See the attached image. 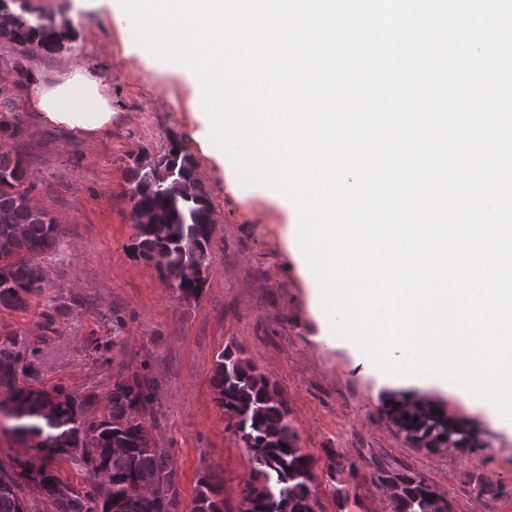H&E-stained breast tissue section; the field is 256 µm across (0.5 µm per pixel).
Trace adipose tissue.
<instances>
[{
	"label": "adipose tissue",
	"instance_id": "ef3b65f1",
	"mask_svg": "<svg viewBox=\"0 0 512 512\" xmlns=\"http://www.w3.org/2000/svg\"><path fill=\"white\" fill-rule=\"evenodd\" d=\"M30 107L43 122L81 133L102 130L112 120V104L100 79L79 69L55 86L38 89Z\"/></svg>",
	"mask_w": 512,
	"mask_h": 512
}]
</instances>
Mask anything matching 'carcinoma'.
<instances>
[{"label": "carcinoma", "mask_w": 512, "mask_h": 512, "mask_svg": "<svg viewBox=\"0 0 512 512\" xmlns=\"http://www.w3.org/2000/svg\"><path fill=\"white\" fill-rule=\"evenodd\" d=\"M74 40L69 22L34 14L24 0H0V41L26 49L31 44L55 54ZM9 90L0 87V136L18 133L7 112ZM172 146L155 162L138 155L127 168L129 201L135 220L134 250L186 298H197L204 287L196 256L208 252L213 208L193 163ZM19 154L0 149V305L14 307L24 294L42 286L43 271L35 257L57 242L58 224L32 203L33 184ZM35 361L20 350H0V387L15 406V430L38 438L45 455L64 454L75 467L94 478L107 467L108 487L62 492L64 482L44 463H15L1 470L9 485L0 486V512H175L178 494L175 469L164 448L146 446V426L137 416L151 399L138 381L119 379L112 387L111 407L101 418L85 415L88 400L77 401L56 391L57 402L38 388ZM212 381L218 404L235 420L236 432L254 459L246 484V512H315L311 487L312 459L296 447L287 423L288 409L272 384L249 360L229 349L219 353ZM437 405L426 398L414 406L392 394L383 405L389 423L420 448L477 445L471 427L446 415L433 414ZM122 449L118 462L112 448ZM142 474L158 478L149 497L134 490ZM373 478L392 489V512H439L446 502L424 479L383 467ZM198 498L209 499L210 512H224L221 489L206 478L198 482Z\"/></svg>", "instance_id": "cac0c4a2"}]
</instances>
